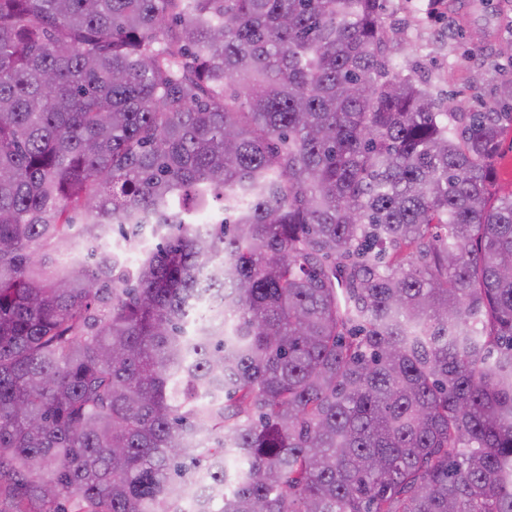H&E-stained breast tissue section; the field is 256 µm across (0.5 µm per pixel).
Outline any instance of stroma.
Listing matches in <instances>:
<instances>
[{"instance_id":"1","label":"stroma","mask_w":512,"mask_h":512,"mask_svg":"<svg viewBox=\"0 0 512 512\" xmlns=\"http://www.w3.org/2000/svg\"><path fill=\"white\" fill-rule=\"evenodd\" d=\"M394 22L403 28L402 58L434 97L453 112H473L490 107L473 79L497 63L500 44L512 41V0H445L432 13L428 0H393ZM463 17V36L452 39L448 26Z\"/></svg>"}]
</instances>
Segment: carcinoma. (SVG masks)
<instances>
[{"mask_svg": "<svg viewBox=\"0 0 512 512\" xmlns=\"http://www.w3.org/2000/svg\"><path fill=\"white\" fill-rule=\"evenodd\" d=\"M388 10L0 0L9 512H512V77L456 122ZM494 179L491 192L493 195L509 194L512 191V131L504 135L495 156L492 159Z\"/></svg>", "mask_w": 512, "mask_h": 512, "instance_id": "1", "label": "carcinoma"}]
</instances>
